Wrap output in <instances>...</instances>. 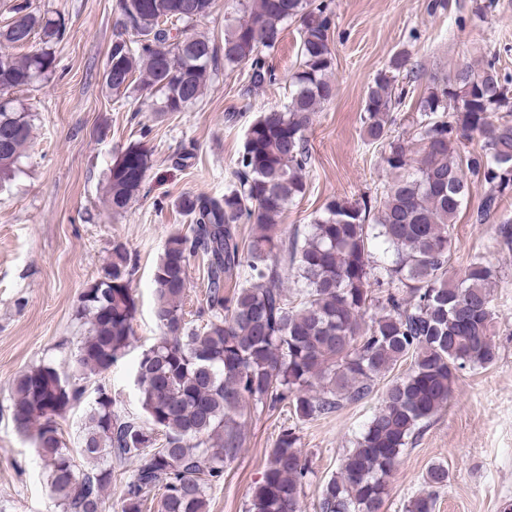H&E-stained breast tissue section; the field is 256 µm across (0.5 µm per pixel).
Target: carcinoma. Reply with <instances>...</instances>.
Here are the masks:
<instances>
[{
	"label": "carcinoma",
	"mask_w": 512,
	"mask_h": 512,
	"mask_svg": "<svg viewBox=\"0 0 512 512\" xmlns=\"http://www.w3.org/2000/svg\"><path fill=\"white\" fill-rule=\"evenodd\" d=\"M239 14L224 20V43L171 29L206 18L214 0H117L126 20L114 33L104 84L118 94L140 83L160 93L158 112L196 103L219 64L249 67L254 88L272 82L265 53L280 43L284 23L300 21V63L284 110L249 126L234 181L220 198L187 195L178 207L189 232L165 241L153 274L154 316L160 336L143 350L134 383L142 415L120 412L112 388L100 382L87 395L85 380L122 359L131 346L136 301L135 260L121 243L81 296L76 319L84 336L66 368L39 364L13 382L11 416L42 462L61 512H103L116 467L133 461L122 512H143L147 494L160 490L157 512H206V489L224 479V465L245 442L239 421L249 406L287 405L299 420L330 416L369 399L395 366L409 370L391 381L381 407L322 487L319 512H382L388 482L420 424L448 404L462 370L493 364V270L474 257L464 276L447 277L455 218L469 193L464 172L484 195L475 221L498 211L512 192V91L492 57L480 68L462 66L419 96V158L391 138L390 112L408 91L398 77L408 52L393 55L368 87L361 123L365 139L387 143L384 163L394 175L383 199L333 196L306 230L288 234L279 219L306 192L311 163L306 132L335 95L330 47L332 13L326 0H239ZM12 22L0 39L42 47L15 56L0 51V184L21 171L33 144L34 116L12 96L56 73L51 45L67 33L64 19L45 17L30 0H15ZM477 141L468 150L466 143ZM153 166L152 152L128 145L113 161L102 203L114 215L139 196ZM253 226L242 246L239 225ZM499 246L512 250V219L496 228ZM385 259L372 256L374 242ZM207 259L206 322L185 317L190 258ZM303 295L288 303V283ZM372 317H367L371 310ZM85 408L77 464L58 419ZM290 429L280 432L248 512H303L300 493L308 463ZM448 468L433 464L430 490L406 512H434L435 490Z\"/></svg>",
	"instance_id": "1"
}]
</instances>
